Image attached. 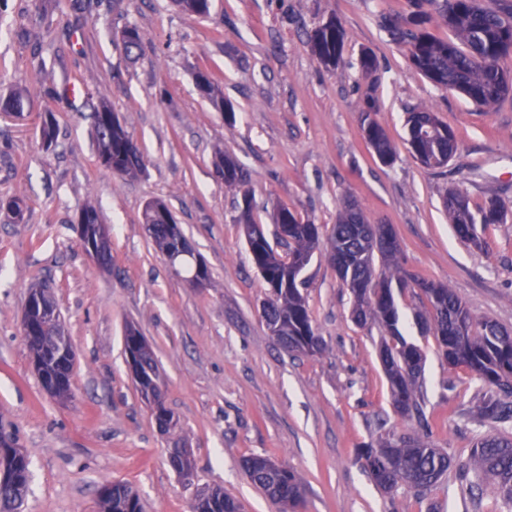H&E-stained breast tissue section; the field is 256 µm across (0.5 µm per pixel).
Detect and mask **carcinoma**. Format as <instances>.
Masks as SVG:
<instances>
[{"mask_svg":"<svg viewBox=\"0 0 512 512\" xmlns=\"http://www.w3.org/2000/svg\"><path fill=\"white\" fill-rule=\"evenodd\" d=\"M183 10L206 15L210 0H175ZM411 11L403 23L390 30L392 40L407 45L411 64L434 86L457 91L479 107L491 108L512 94V76L499 67L502 56L512 52V0H408ZM442 24L453 32L454 38L442 40L429 30L431 23ZM126 54L139 57L143 49V35L136 26L121 31ZM345 31L333 16L319 24L310 35L313 55L325 67H336L341 59ZM204 92L213 108L231 112L233 107L224 100L220 84L208 77ZM27 95L14 92L0 97V112L23 115ZM372 100L365 102L362 133L377 159L390 166L396 152L384 130L374 119ZM112 108L101 103L94 112L91 136L100 164L112 173L125 177L142 171L138 146L121 123H112ZM407 144L414 158L436 159L431 167H440L439 157L451 158L457 152V136L425 108H410L406 112ZM215 169L227 189H240L246 183V171L233 156L220 153ZM455 235L463 242L479 249L482 241L478 227L502 224L512 209L498 198L489 199L473 210L468 198L460 191H450L443 199ZM85 224L84 249L93 248L111 256L110 244L100 237V218L93 206L80 213ZM276 225H288V240L276 237L283 246L278 252L268 237L247 240L252 263L264 269L267 281L278 287L262 303V317L266 324L278 328L279 344L289 352L314 355L324 350L323 342L313 327L312 318L295 278L288 277L287 259L304 255L313 259L325 252L333 265H338L333 250L345 248L351 262L339 275L341 281L351 277L366 284L362 292L351 291L352 318L360 326L376 324L381 336V360L389 384L392 403L403 417L423 416L419 378L423 356L420 349L408 342L400 329L397 296L409 288H418L430 304V312L416 314L421 329L435 336L445 360L450 365L467 367L485 385L495 387L503 396L490 399L477 408V416L497 424H512V332L492 321L475 322L458 296L447 286L418 279L403 271L399 265V240L391 225L372 224L355 204L348 203L339 221L327 236L326 247H321L318 225L304 221L297 214L279 205L271 215ZM143 223L154 225L152 242L167 256L176 273L193 267L188 241L182 242L170 233L168 225L159 223L157 214L146 205ZM390 233V241L379 251L365 246L381 230ZM380 258L386 271H375V258ZM38 339L29 343L35 357L47 361L48 370L43 385L52 390L61 401L71 399V375L65 374L61 349L71 346L60 339L64 334L62 322L38 317L33 313ZM125 351L138 352L143 370L157 372L158 367L150 349L139 344L138 335L129 333L124 339ZM364 470L376 487L386 493L405 485L419 494L425 493L448 472L451 460L448 453L435 447L429 436L386 434L376 444L360 449ZM242 469L254 487L280 506L299 508L304 498L301 478L288 466L275 464L269 458L250 455L242 459ZM462 476L470 479V488L482 492V482L492 478L504 497L512 501V439L487 436L477 442L470 459L458 465ZM30 478V461L16 449L13 454L0 457V512H19ZM128 485L112 483V492L101 496L99 512H143L140 497H129ZM200 512H243V505L224 494L219 488L205 491L199 503Z\"/></svg>","mask_w":512,"mask_h":512,"instance_id":"carcinoma-1","label":"carcinoma"}]
</instances>
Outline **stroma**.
I'll return each instance as SVG.
<instances>
[{
  "label": "stroma",
  "instance_id": "obj_1",
  "mask_svg": "<svg viewBox=\"0 0 512 512\" xmlns=\"http://www.w3.org/2000/svg\"><path fill=\"white\" fill-rule=\"evenodd\" d=\"M407 0H212L209 15L173 0H0V96L22 90V118L0 115V199L22 198L24 218L0 209V430L30 461L21 512H97L100 487L130 484L145 512H189L199 488H222L244 512H278L249 481L243 456L266 455L306 486L302 512H512L494 484L472 495L456 466L424 496L380 492L357 458L388 431L415 434L398 414L384 375L377 326H358L352 298L326 258L304 277L321 354L285 351L261 305L268 287L253 266L236 219L244 193L273 233L281 203L329 234L345 197L371 222L389 224L412 275L448 285L472 316L512 331V217L482 228V249L456 238L443 209L449 190L471 208L496 197L512 207V95L477 108L435 87L392 41L390 22ZM346 32L340 64L324 67L309 35L328 17ZM137 26L143 51L130 60L117 37ZM370 52L374 72L361 70ZM209 72L234 108L216 111L197 88ZM83 87L68 101L69 83ZM373 99L397 159L380 164L363 139L361 111ZM106 101L138 144L143 171L123 178L100 166L91 138L93 104ZM422 106L448 124L459 149L429 169L409 153L405 113ZM52 113L58 136L44 146ZM235 156L246 192L225 189L213 160ZM164 201L206 264L196 287L147 236L146 204ZM94 205L107 224L112 266L98 267L79 237L77 216ZM48 285L75 351L72 397L60 403L34 371L21 321L29 289ZM402 332L424 358L422 399L430 439L457 463L477 439L512 437V425L479 421L492 396L420 333V290L398 298ZM148 341L178 426L160 431L131 376L124 334ZM173 448L190 449L180 477Z\"/></svg>",
  "mask_w": 512,
  "mask_h": 512
}]
</instances>
